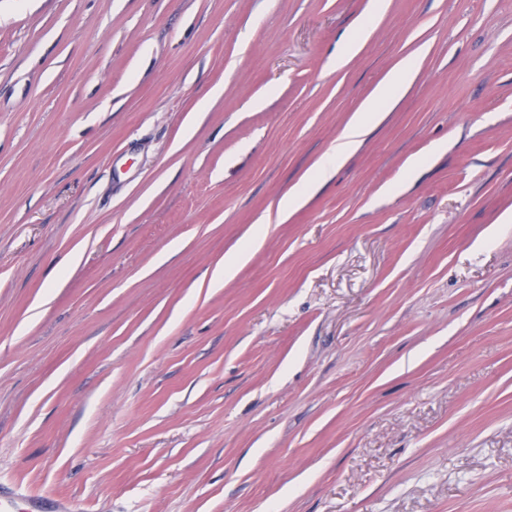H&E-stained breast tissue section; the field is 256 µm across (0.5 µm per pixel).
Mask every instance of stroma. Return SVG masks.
Segmentation results:
<instances>
[{"instance_id": "obj_1", "label": "stroma", "mask_w": 512, "mask_h": 512, "mask_svg": "<svg viewBox=\"0 0 512 512\" xmlns=\"http://www.w3.org/2000/svg\"><path fill=\"white\" fill-rule=\"evenodd\" d=\"M368 7L0 0L1 484L85 512H512V0H387L336 67ZM383 6L384 1H372L370 12L355 24L344 39L342 53L336 58V67L344 65L346 60L360 49L364 38L372 28L373 21L377 18ZM414 75V62L411 59L403 61L394 69L378 87L372 98L367 100L360 112L352 118L336 139V146L317 171L295 187L279 202L277 218L297 210L307 193L308 188L316 181L322 180L331 168L347 158L353 147L359 142L365 131L409 89ZM261 233H257L252 241L243 248L235 252L228 253L224 257V263L218 264L213 276L212 283L220 284L222 281L230 280L238 273V271L247 263L250 258L251 250L257 245Z\"/></svg>"}]
</instances>
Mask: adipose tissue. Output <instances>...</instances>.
Returning <instances> with one entry per match:
<instances>
[{"mask_svg":"<svg viewBox=\"0 0 512 512\" xmlns=\"http://www.w3.org/2000/svg\"><path fill=\"white\" fill-rule=\"evenodd\" d=\"M414 75L413 60L403 61L394 69L378 87L372 98L367 100L360 112L352 118L336 139V146L321 166L314 173V180H321L334 165L347 158L353 147L359 142L365 131L409 89Z\"/></svg>","mask_w":512,"mask_h":512,"instance_id":"adipose-tissue-1","label":"adipose tissue"}]
</instances>
